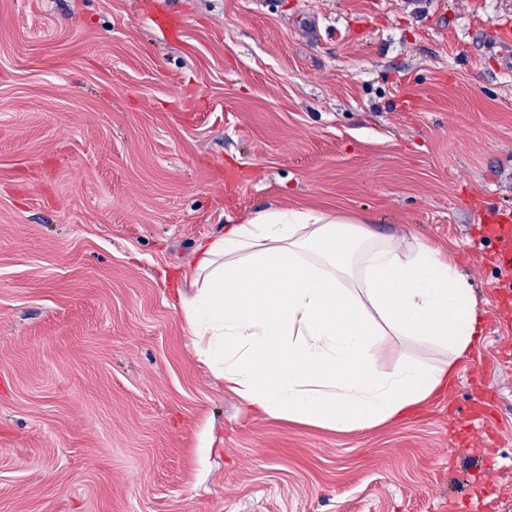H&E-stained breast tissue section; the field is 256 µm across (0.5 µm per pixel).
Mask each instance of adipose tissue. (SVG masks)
<instances>
[{
  "instance_id": "ef3b65f1",
  "label": "adipose tissue",
  "mask_w": 512,
  "mask_h": 512,
  "mask_svg": "<svg viewBox=\"0 0 512 512\" xmlns=\"http://www.w3.org/2000/svg\"><path fill=\"white\" fill-rule=\"evenodd\" d=\"M180 310L198 361L246 408L338 431L396 420L447 387L482 333L447 252L371 224L267 208L195 249ZM448 352L390 370L387 337Z\"/></svg>"
}]
</instances>
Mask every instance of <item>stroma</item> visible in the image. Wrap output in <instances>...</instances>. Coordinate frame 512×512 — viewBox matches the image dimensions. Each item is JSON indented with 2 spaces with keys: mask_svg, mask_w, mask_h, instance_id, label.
<instances>
[{
  "mask_svg": "<svg viewBox=\"0 0 512 512\" xmlns=\"http://www.w3.org/2000/svg\"><path fill=\"white\" fill-rule=\"evenodd\" d=\"M505 22L512 0H0V512H512ZM270 207L459 261L485 324L456 379L350 433L225 393L171 279Z\"/></svg>",
  "mask_w": 512,
  "mask_h": 512,
  "instance_id": "stroma-1",
  "label": "stroma"
}]
</instances>
